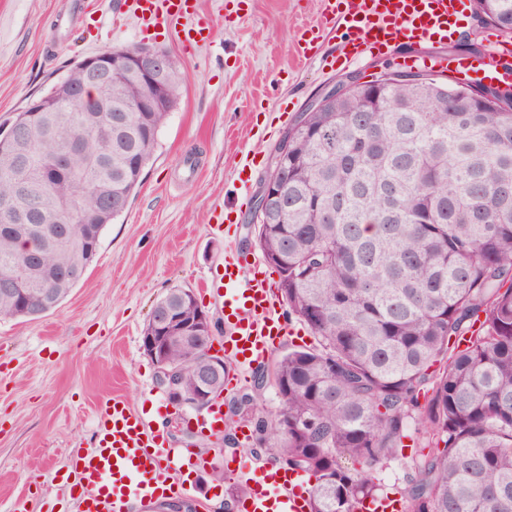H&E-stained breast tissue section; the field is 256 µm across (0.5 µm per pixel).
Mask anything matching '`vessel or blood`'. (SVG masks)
Returning a JSON list of instances; mask_svg holds the SVG:
<instances>
[{"label": "vessel or blood", "instance_id": "1", "mask_svg": "<svg viewBox=\"0 0 512 512\" xmlns=\"http://www.w3.org/2000/svg\"><path fill=\"white\" fill-rule=\"evenodd\" d=\"M458 0H323L322 20L296 41L300 56L310 57L327 30L347 35L349 59L370 55L391 41L445 42L453 38ZM125 13L142 25L174 29L184 48L204 45L213 25L198 0H128ZM244 258L224 260V358L230 364L261 365L288 329L276 315V294L256 274L244 273ZM96 446L72 458V483L80 512H132L134 503H155L185 492L174 479L188 456L167 447L163 436L120 399L108 400L97 413ZM247 491L239 512H308L297 476L275 467L245 476Z\"/></svg>", "mask_w": 512, "mask_h": 512}]
</instances>
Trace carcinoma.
I'll list each match as a JSON object with an SVG mask.
<instances>
[{"label":"carcinoma","instance_id":"obj_1","mask_svg":"<svg viewBox=\"0 0 512 512\" xmlns=\"http://www.w3.org/2000/svg\"><path fill=\"white\" fill-rule=\"evenodd\" d=\"M484 26L512 36V0H473ZM154 112H120L136 89L112 69L103 106L26 118L27 137L0 152V199L32 149L68 154L70 176L30 173L42 188L36 222L0 233V278L15 272L20 242L41 264L19 284L38 304L61 303L81 281L59 275L99 249L106 226L129 207L181 95ZM81 79L74 64L47 91ZM308 130L288 145V217L260 224L255 246L279 275L288 313L314 342L288 349L237 396L255 405L271 378L279 410L255 432L263 448L312 479L309 512H354L386 495L376 467L398 456L419 425L423 452L409 465L408 512H512V99L501 104L453 77L386 85L371 75L336 104L302 113ZM191 316L201 305L173 287L159 298ZM0 296V320L23 319ZM211 342L175 346L183 384Z\"/></svg>","mask_w":512,"mask_h":512}]
</instances>
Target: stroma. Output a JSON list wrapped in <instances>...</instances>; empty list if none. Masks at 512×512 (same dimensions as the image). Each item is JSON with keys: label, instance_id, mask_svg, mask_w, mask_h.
Segmentation results:
<instances>
[{"label": "stroma", "instance_id": "35a3bbf8", "mask_svg": "<svg viewBox=\"0 0 512 512\" xmlns=\"http://www.w3.org/2000/svg\"><path fill=\"white\" fill-rule=\"evenodd\" d=\"M104 22L71 28L60 21L72 0H0V127L45 93L75 62L115 45L168 50L182 64V96L162 127L126 212L103 232L84 279L54 310L36 320L0 321V512H42L56 501L77 512L61 483L70 454L92 448L98 407L112 398L159 428L168 444L191 445L189 503L197 512H224L239 478L224 464L221 439L206 433L186 441L197 414L168 404L156 367L141 349L153 304L169 288L192 290L215 324L221 349L224 317L203 284L220 274L229 249L265 263L245 224L255 190L269 170L282 131L325 86L372 65H398L409 45L347 61L339 32H328L316 57L295 56L294 41L317 25L320 0H249L237 21L224 23L226 0H200L215 26L199 53L176 34L142 33L137 22L114 16V0H85ZM258 165L240 181L243 153ZM242 223L225 227L226 209Z\"/></svg>", "mask_w": 512, "mask_h": 512}]
</instances>
